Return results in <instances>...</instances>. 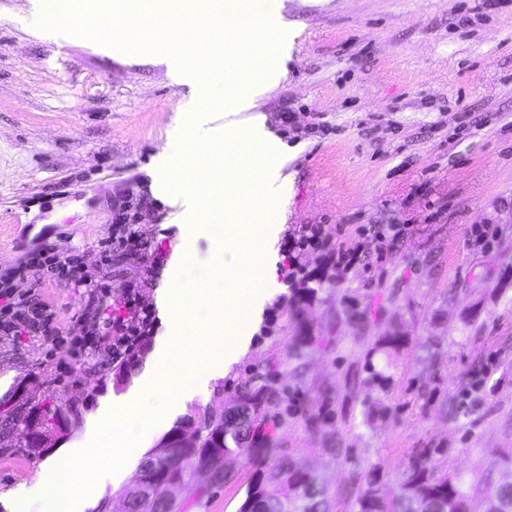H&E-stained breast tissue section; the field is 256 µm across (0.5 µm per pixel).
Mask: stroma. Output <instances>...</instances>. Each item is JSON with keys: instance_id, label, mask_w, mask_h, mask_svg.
Segmentation results:
<instances>
[{"instance_id": "obj_1", "label": "stroma", "mask_w": 512, "mask_h": 512, "mask_svg": "<svg viewBox=\"0 0 512 512\" xmlns=\"http://www.w3.org/2000/svg\"><path fill=\"white\" fill-rule=\"evenodd\" d=\"M295 30L278 86L256 105L288 148L285 229L324 225L365 258L337 275L320 253L303 257L317 297L293 308L281 285L251 320L252 341L186 416L232 408L263 380L279 391L276 447L300 459L353 504L357 473L400 491L418 448H438L439 468L465 479L506 472L512 451V0H273ZM45 9L0 0V278L44 301L48 322L31 336L0 332V421L41 402L79 406L73 422L128 377L112 351L72 356L56 335L82 336L110 304L88 302L127 282L154 306L167 262L179 256L189 196L157 189L154 158L177 140L195 104L159 55L124 53L42 30ZM151 208L138 233L152 256L110 253L111 207L127 188ZM494 224L481 248L472 225ZM376 225L384 240L358 235ZM408 227L391 244L392 225ZM49 250L75 258L74 273L31 265ZM191 265L206 287L241 282L248 255L215 257L199 241ZM383 375L375 382L371 373ZM480 388H473V381ZM0 428V489L34 476L41 453ZM351 460L326 455L335 443ZM254 473L208 490L197 472L174 493L180 512H239Z\"/></svg>"}]
</instances>
